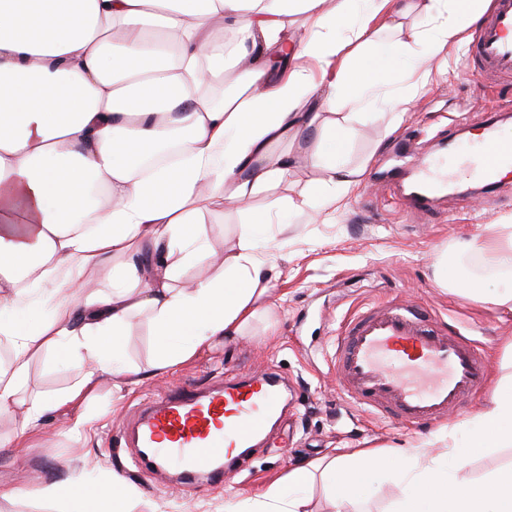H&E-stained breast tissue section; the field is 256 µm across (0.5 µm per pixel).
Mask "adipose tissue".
Masks as SVG:
<instances>
[{
  "label": "adipose tissue",
  "mask_w": 512,
  "mask_h": 512,
  "mask_svg": "<svg viewBox=\"0 0 512 512\" xmlns=\"http://www.w3.org/2000/svg\"><path fill=\"white\" fill-rule=\"evenodd\" d=\"M0 0V415L19 412V434L78 401L106 378L134 386L221 339L236 340L260 315L272 270L242 225L231 252L209 248L197 217L212 200L235 205L296 172L279 144L313 134L304 159L335 171L316 193L325 221L355 183L325 151L384 97L376 79L383 32L395 33L404 93L388 98L393 122L411 89L427 84L485 0ZM349 22L350 35L333 31ZM238 70L224 84V63ZM347 111L335 120L337 107ZM179 142L175 160L143 167L145 154ZM470 252L512 272V225L495 224ZM121 284L103 291L99 272ZM188 285H181L185 273ZM40 310L29 323L15 312ZM148 315L157 356L126 362L121 339ZM64 350L81 377L66 392L25 400L33 358ZM467 445L439 438L440 457L409 444L393 469L400 512H512V465L471 479L472 449L512 447V380L474 417ZM387 453L358 448L288 471L321 475L336 512L380 470Z\"/></svg>",
  "instance_id": "ef3b65f1"
}]
</instances>
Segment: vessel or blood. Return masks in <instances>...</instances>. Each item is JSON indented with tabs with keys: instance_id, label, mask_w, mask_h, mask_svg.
I'll return each mask as SVG.
<instances>
[{
	"instance_id": "1",
	"label": "vessel or blood",
	"mask_w": 512,
	"mask_h": 512,
	"mask_svg": "<svg viewBox=\"0 0 512 512\" xmlns=\"http://www.w3.org/2000/svg\"><path fill=\"white\" fill-rule=\"evenodd\" d=\"M467 53L479 82L512 78V0H492ZM403 161L410 176L394 177L392 185L408 210L425 212L453 194L467 174L500 190L497 173L512 167V143L502 140L489 119L466 164L452 162L440 170L411 147ZM332 371L349 401L417 425L447 419L477 394L486 382L488 358L460 329L434 325L420 308L391 299L354 308L341 319ZM280 382L277 374L262 372L206 390L186 382L169 388L139 411L131 440L140 466L175 467L184 485H223L245 449L266 436L270 419L279 414Z\"/></svg>"
}]
</instances>
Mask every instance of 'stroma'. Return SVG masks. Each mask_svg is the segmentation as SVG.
Here are the masks:
<instances>
[{"label":"stroma","instance_id":"obj_1","mask_svg":"<svg viewBox=\"0 0 512 512\" xmlns=\"http://www.w3.org/2000/svg\"><path fill=\"white\" fill-rule=\"evenodd\" d=\"M411 96L398 126H391L387 108L378 105L355 123L351 140L337 143V155L345 165L363 167L364 172L337 204L335 223H324L316 209L288 207L305 186L329 179V172L313 168L299 169L288 182L258 193L247 207L238 209L217 200L203 212L201 222L219 252L237 249L241 225L262 219L256 253L263 260L276 258L279 267L271 283L273 322L254 324L243 341L215 342L123 397L113 396L111 380H103L81 402L48 415L28 437H18L15 417L0 416V489L5 492L0 512H108L112 503L104 486L116 476L134 487L154 512H242L248 502L280 482L288 469L335 452L384 448L394 454L408 443L439 434L467 442L474 414L498 390L500 381L512 375V312L481 302L469 291L436 286L433 263L436 256L447 255L460 277L478 282L488 294L512 289V277L461 250L491 225H512V197L458 193L438 211L408 216L383 196H369L368 187L395 140L414 126L425 127L422 151H435L432 136L443 132L453 134L458 151L464 152L472 141L467 133L455 131V120L464 116L477 123L486 112L503 108L507 114L500 128L504 138L512 139V83L503 82L497 92H487L469 73L460 46L449 51L446 71L432 73ZM384 298L411 301L437 323L471 332L489 357L486 390L466 399L447 420L420 427L375 418L345 400L330 370L337 324L354 307ZM122 345L128 362L150 366L155 338L148 316L134 320ZM268 370L280 373L291 386L287 427L274 429L251 453L243 471L224 485H181L173 470L136 469L132 449L120 446L123 429L136 410L168 386L192 382L209 388ZM78 378V369L65 354L39 357L31 363L22 396L54 395ZM81 416L93 417V425L73 431ZM286 436L292 441L288 453L280 448ZM50 484L60 489L59 497L44 496ZM356 495L362 512H395L402 489L385 469L361 484Z\"/></svg>","mask_w":512,"mask_h":512}]
</instances>
